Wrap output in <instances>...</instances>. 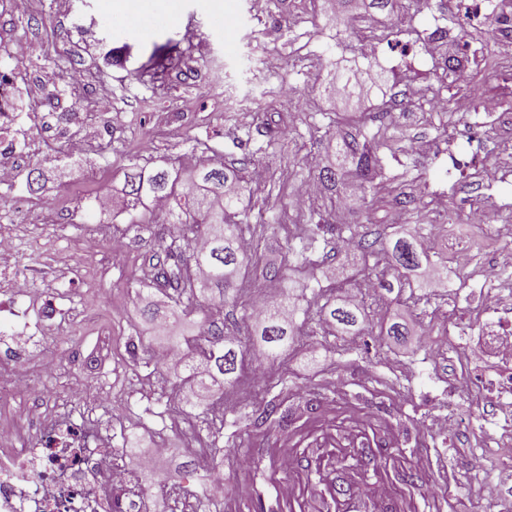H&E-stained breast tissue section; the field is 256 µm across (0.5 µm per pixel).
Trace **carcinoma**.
Returning a JSON list of instances; mask_svg holds the SVG:
<instances>
[{
	"instance_id": "carcinoma-1",
	"label": "carcinoma",
	"mask_w": 512,
	"mask_h": 512,
	"mask_svg": "<svg viewBox=\"0 0 512 512\" xmlns=\"http://www.w3.org/2000/svg\"><path fill=\"white\" fill-rule=\"evenodd\" d=\"M340 150L343 155L340 167L319 165L321 182L331 189L348 180L359 182L365 189L372 187L379 165L377 147L361 144L352 137L341 139ZM242 191L240 170L223 165H203L187 182L175 169L161 166L148 170L134 164L125 172L123 194L127 198L129 223H149L139 211L144 201L163 199L169 203L168 215L173 219L175 232L164 251L182 257L174 281L178 303L184 302L192 309H209L224 305L227 285L235 283L237 288L244 289L245 280L240 278V272L248 253L242 249L241 240L249 225L238 221ZM190 235L204 239V246L190 251L183 249L181 241ZM392 256L395 270L399 271L418 267L427 254L416 239L398 237L392 246ZM262 276L279 290L276 295L279 303L267 306L260 331L265 357L273 360L288 346L297 309L287 292L283 266L271 260L263 268ZM359 313V305L348 300L339 304L327 300L316 308L308 306L302 310L305 324L324 322L343 330L358 325ZM143 315L151 321H169L178 317V311L169 305L149 302ZM241 347L240 339L229 338L224 331L209 327L187 343V350L171 366H160L158 373L164 379L179 380L180 387H189L185 406L192 408L204 403L212 409L216 404L214 390L233 385L239 377ZM317 409L314 399L286 407L284 400L274 395L262 399L253 424L273 423L285 430L297 412L313 413Z\"/></svg>"
}]
</instances>
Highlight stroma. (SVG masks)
<instances>
[{"label": "stroma", "instance_id": "35a3bbf8", "mask_svg": "<svg viewBox=\"0 0 512 512\" xmlns=\"http://www.w3.org/2000/svg\"><path fill=\"white\" fill-rule=\"evenodd\" d=\"M407 2L370 16L360 4L330 11L328 0H263L259 9L253 0H146V14L164 24L141 36L107 26L111 0H29L22 10L17 0H0V68L20 67L29 90L17 102L22 132L41 139L46 157L42 187L32 193L24 180L31 157L15 155L21 178L0 187V225L18 237L16 264L36 297L68 313L32 344L30 362L41 373L11 407L19 411L42 397L52 410L77 404L78 388L103 391L95 414L112 429L115 455L139 470L150 512H198L203 484L185 478L182 464L207 444L212 414L193 408L161 421L172 386L155 374L153 360L210 321L244 340L243 370L221 398L223 512H326L309 485L349 475L356 449L379 440L403 468L423 472L424 486L405 484L391 469L353 485L340 512H512L511 479L502 480L494 504L467 487L482 422L497 410L492 401L456 393L462 367L454 334L456 326H477L475 307L486 298L478 273L457 267L456 251L473 247L476 263H486L512 230V168H494L512 143V124L489 112L463 114L455 102L490 96L512 113V66L498 59L494 17L465 27L457 0H432L423 11ZM220 12L232 25H215ZM38 16L42 24L31 25ZM368 17L381 39L374 51L364 45ZM437 25L466 37L474 50L463 74L443 71L430 54L425 34ZM189 27L197 32L191 42L184 38ZM18 40L40 44V55L16 63L11 46ZM366 61L381 82L357 100L337 96V77ZM218 66L225 92L249 96L250 114L223 107L213 90ZM48 68L83 73L80 101L61 124L38 85ZM412 87L444 96L447 110L421 108L408 94ZM338 130L377 145L378 176L369 191L352 184L328 190L306 164L307 154L325 157L326 139ZM470 150L484 168L449 171L450 155ZM213 155L228 165L250 157L267 173L243 196L254 246L242 272L251 292L228 295L210 314L145 322L140 309L160 299L157 276L173 266L162 248L172 227L128 224L118 207L124 174L134 163L186 173ZM481 205L491 211L490 224L469 223ZM322 224L349 225L356 236L375 231L381 239L367 260L336 267L325 261L336 239L319 232ZM397 233L422 242L428 260L419 269L396 274L390 241ZM116 235L125 244L119 253L112 250ZM90 236L102 243L92 256L84 252ZM292 247L302 261L289 255ZM271 258L283 261L299 300L312 299L319 286L341 298V282L361 291L360 332L305 325L278 359L259 358L251 303L267 294L260 271ZM396 276L402 285L393 293L372 286ZM395 321L409 328L404 341L386 334ZM134 340L135 362L127 352ZM267 389L317 395L325 420L299 419L284 435L253 427L249 418ZM450 411L463 421L452 432L435 424ZM160 444L168 455L142 468ZM283 453L284 470L277 464ZM290 483L296 492L282 501L279 487Z\"/></svg>", "mask_w": 512, "mask_h": 512}]
</instances>
